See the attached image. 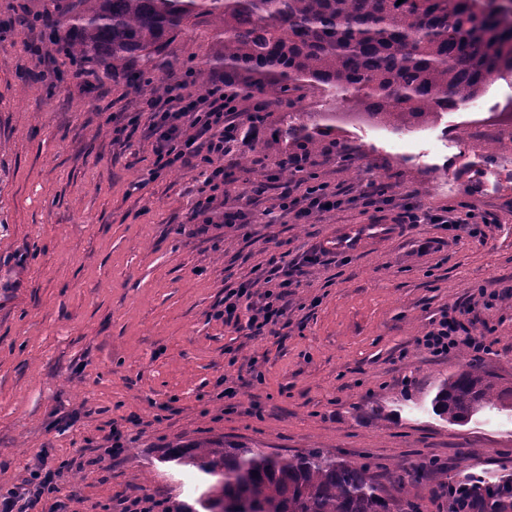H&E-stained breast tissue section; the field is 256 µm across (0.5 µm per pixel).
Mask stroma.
Returning <instances> with one entry per match:
<instances>
[{
  "label": "stroma",
  "instance_id": "35a3bbf8",
  "mask_svg": "<svg viewBox=\"0 0 512 512\" xmlns=\"http://www.w3.org/2000/svg\"><path fill=\"white\" fill-rule=\"evenodd\" d=\"M15 6L0 0V494L44 454L59 492L32 512L59 501L67 512H118L142 491L189 502L194 476L159 458L218 437L368 463L390 495L415 497L423 512H447L445 478L512 472L511 411L451 423L431 410L467 350L437 358L416 344L449 313L490 344V379L512 386V150L487 149L512 133L500 118L512 110V74L436 122L363 121L322 133L311 153L330 184H381L398 204L412 190L434 209L465 197L497 223L478 238L422 224L311 263L333 225L366 216L353 205L296 223L270 179L299 149L286 134L297 113L333 110L338 97L273 102L270 137L225 186L224 209L240 223L196 234V174L155 173L143 94L118 77L85 85L64 55L30 52L33 33L10 24ZM273 254L298 264L300 285L274 331L253 338L215 312ZM485 293L496 298L489 311ZM227 380L238 388L231 403ZM116 427L127 436L118 459L107 453Z\"/></svg>",
  "mask_w": 512,
  "mask_h": 512
}]
</instances>
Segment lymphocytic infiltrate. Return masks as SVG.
<instances>
[{"instance_id":"lymphocytic-infiltrate-1","label":"lymphocytic infiltrate","mask_w":512,"mask_h":512,"mask_svg":"<svg viewBox=\"0 0 512 512\" xmlns=\"http://www.w3.org/2000/svg\"><path fill=\"white\" fill-rule=\"evenodd\" d=\"M190 85L189 79L180 78L166 96H151L144 101L149 112L146 135L155 143L154 167L159 172L198 171L202 182L197 189L195 216L206 225L218 217L230 224L235 221V214H218L215 205L224 197L225 178L228 170L235 167L241 146L253 147L264 139L268 105L257 101L252 111L242 116L224 92L223 77L214 78L208 91L199 96L188 94ZM349 201V189L316 178L283 184L279 195L281 211L302 224L310 223L319 214L341 210ZM395 221L408 228L438 224L444 230L462 231L474 238L483 234L475 213L463 201L437 210L418 201L408 202L401 205ZM267 264L261 288L245 283L226 289L223 307L216 312L217 317L233 319L239 310H246V328L253 336L264 335L278 323L286 310L288 290L294 284L293 279L281 277L277 257H270ZM416 343L436 357L461 347L468 348L477 359L491 351L483 337L473 335L460 319L448 316L441 317Z\"/></svg>"}]
</instances>
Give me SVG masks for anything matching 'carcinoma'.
<instances>
[{"label":"carcinoma","mask_w":512,"mask_h":512,"mask_svg":"<svg viewBox=\"0 0 512 512\" xmlns=\"http://www.w3.org/2000/svg\"><path fill=\"white\" fill-rule=\"evenodd\" d=\"M27 10L34 21L68 26L67 56L98 81L118 76L157 93L155 74L186 65L177 38L198 31L211 44L194 66L203 91L218 73L233 96L323 88L396 129L432 122L494 75L512 73V0H28ZM335 118L303 112L287 133L313 148L315 132ZM511 397L469 362L439 382L431 406L465 422L508 408ZM160 462L207 483L196 506L173 512H420L415 500L389 496L366 465L329 450L288 457L219 437L171 446ZM469 503L512 512V475L479 481Z\"/></svg>","instance_id":"obj_1"}]
</instances>
